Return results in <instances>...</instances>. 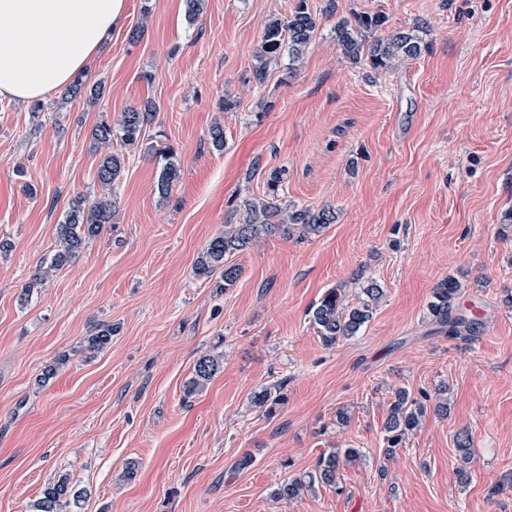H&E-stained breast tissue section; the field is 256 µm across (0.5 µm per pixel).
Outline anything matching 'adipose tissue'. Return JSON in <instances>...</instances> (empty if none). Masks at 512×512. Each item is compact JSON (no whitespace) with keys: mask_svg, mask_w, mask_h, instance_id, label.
<instances>
[{"mask_svg":"<svg viewBox=\"0 0 512 512\" xmlns=\"http://www.w3.org/2000/svg\"><path fill=\"white\" fill-rule=\"evenodd\" d=\"M124 0H0V98L35 101L102 51Z\"/></svg>","mask_w":512,"mask_h":512,"instance_id":"ef3b65f1","label":"adipose tissue"}]
</instances>
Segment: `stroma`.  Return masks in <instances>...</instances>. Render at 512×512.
I'll use <instances>...</instances> for the list:
<instances>
[{"mask_svg":"<svg viewBox=\"0 0 512 512\" xmlns=\"http://www.w3.org/2000/svg\"><path fill=\"white\" fill-rule=\"evenodd\" d=\"M305 1L320 26L293 75L283 61L257 82L254 53L298 0H206L192 23L185 0H125L87 67L102 97L54 91L37 128L28 103L0 99V512H34L61 474L84 492L74 512H512V0ZM356 14L417 30L421 55L378 73L346 59L334 27ZM148 100L157 113L123 150L112 223L48 271L70 200L103 193L93 126ZM163 146L180 164L164 202L152 154ZM276 171L282 203L333 210L335 223L229 256L241 274L226 290L196 276L205 244ZM448 277L471 337L430 314ZM371 281L384 295L370 321L325 346L312 307L331 288L359 304ZM103 324L110 345L86 357ZM205 355L219 369L186 395ZM278 383L283 402L252 404ZM440 386L448 416L427 415L385 459L395 389ZM335 448L361 454L339 488L274 497ZM456 449L458 452L456 474L460 481L469 479L470 464L472 462L471 438L466 434H459L456 437Z\"/></svg>","mask_w":512,"mask_h":512,"instance_id":"stroma-1","label":"stroma"}]
</instances>
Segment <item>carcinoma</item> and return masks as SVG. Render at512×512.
<instances>
[{"label":"carcinoma","instance_id":"1","mask_svg":"<svg viewBox=\"0 0 512 512\" xmlns=\"http://www.w3.org/2000/svg\"><path fill=\"white\" fill-rule=\"evenodd\" d=\"M385 20L380 16L357 15L354 19L341 18L336 22V43L349 59L364 63L378 71L391 66L404 58H416L422 53L421 41L410 33L399 29L385 31L372 43H367V33L382 28ZM318 30V20L309 11L305 0H299L294 10L286 17L269 20L263 29L260 43L255 51L254 75L257 81L265 79L272 64H279L281 58L288 57V73L297 70L304 54ZM98 96L101 88L88 87L84 76H78L64 91V97L75 99L85 94ZM156 103L147 101L141 107H134L121 113L117 126L104 118L91 131V137L99 144L112 146V138L119 137L126 149H135L144 137L145 130L156 115ZM155 157L161 163L157 191L162 199L168 198L171 185L180 174L174 151L169 147L155 149ZM124 170V155L105 154L99 161L96 178L106 190L113 189ZM114 201L112 195H104L89 203L82 197L74 198L58 225V237L63 249L54 255L50 268L59 269L75 258L87 241L99 236L106 225L112 223ZM335 222V215L328 209L314 211L310 208L290 209L279 202L277 193L259 201L244 203L243 215L237 224L224 225V232L212 237L205 245L195 263V274L209 279L220 275L216 287L226 289L233 286L240 269L229 264L228 257L250 248L263 237L276 234L288 235L295 228L309 234L320 233L327 225ZM459 283L448 278L433 292L430 314L448 335L458 337L463 332L473 331L474 321L457 312L456 300L459 297ZM366 299L357 305L345 303V295L339 288L329 289L311 310V322L318 336L326 346L355 336L369 322L373 306L383 295L382 288L374 282L363 288ZM112 339V325L103 324L84 341L83 351L93 355L102 351ZM219 367V359L206 355L201 357L194 368V375L185 385V393L190 396L212 379ZM280 389L264 387L253 394L252 403L257 407H271L282 401ZM438 415L448 412V388L439 387L435 395L427 393L417 398L406 388L394 391L384 423L383 441L387 454L391 455L406 442L409 435L417 431L428 410ZM458 452L456 474L462 481L469 479L471 438L465 434L456 437ZM360 458L359 450L347 448L344 451L331 450L320 455L315 468L301 477H296L280 485L275 496L279 499L294 500L316 489L338 486L340 466ZM82 498V490L72 485L70 478L60 475L49 482L42 496L34 505L35 512H63V509L77 504Z\"/></svg>","mask_w":512,"mask_h":512}]
</instances>
